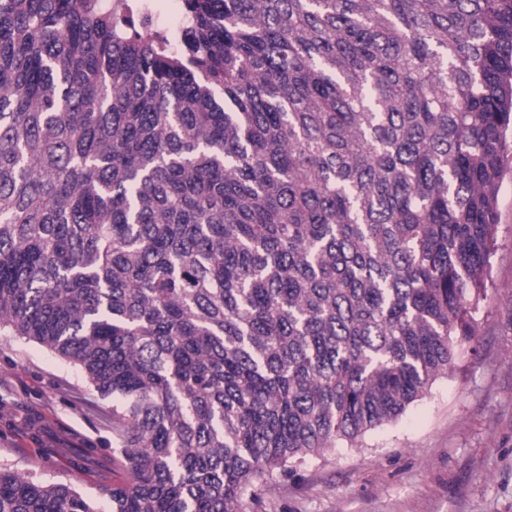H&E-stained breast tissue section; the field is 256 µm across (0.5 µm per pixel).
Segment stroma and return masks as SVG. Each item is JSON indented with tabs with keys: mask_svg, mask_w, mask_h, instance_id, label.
<instances>
[{
	"mask_svg": "<svg viewBox=\"0 0 512 512\" xmlns=\"http://www.w3.org/2000/svg\"><path fill=\"white\" fill-rule=\"evenodd\" d=\"M492 283L466 353L393 423L356 445L275 471L248 512H512V171L498 194ZM111 399L46 347L0 331V467L72 483L100 512L96 467L65 448L80 436L112 454Z\"/></svg>",
	"mask_w": 512,
	"mask_h": 512,
	"instance_id": "35a3bbf8",
	"label": "stroma"
}]
</instances>
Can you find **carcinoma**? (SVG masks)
Listing matches in <instances>:
<instances>
[{
  "label": "carcinoma",
  "instance_id": "obj_1",
  "mask_svg": "<svg viewBox=\"0 0 512 512\" xmlns=\"http://www.w3.org/2000/svg\"><path fill=\"white\" fill-rule=\"evenodd\" d=\"M0 0V330L112 397L109 512H244L473 335L512 154V0ZM0 512H98L0 469ZM98 6L126 27L133 20V29L142 36L162 37L168 47L179 49V34L187 24L183 0H97Z\"/></svg>",
  "mask_w": 512,
  "mask_h": 512
}]
</instances>
